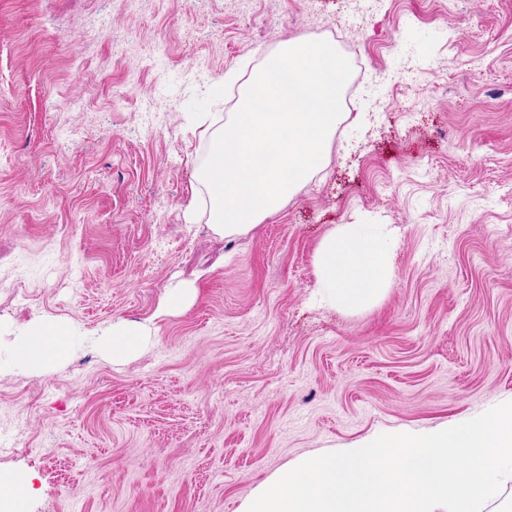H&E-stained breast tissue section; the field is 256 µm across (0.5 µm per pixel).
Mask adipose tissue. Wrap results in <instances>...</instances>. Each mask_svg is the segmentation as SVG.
I'll use <instances>...</instances> for the list:
<instances>
[{"instance_id": "obj_1", "label": "adipose tissue", "mask_w": 512, "mask_h": 512, "mask_svg": "<svg viewBox=\"0 0 512 512\" xmlns=\"http://www.w3.org/2000/svg\"><path fill=\"white\" fill-rule=\"evenodd\" d=\"M315 264L319 277V296L346 310L372 305L385 292L391 278V251L388 243L372 236L366 225L347 224L325 239L318 249ZM72 336L67 328L51 321H40L17 341L21 358L35 369L63 359L69 352ZM145 345L136 324L119 322L101 346L113 359L135 355Z\"/></svg>"}]
</instances>
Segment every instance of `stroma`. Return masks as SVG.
Segmentation results:
<instances>
[{
  "mask_svg": "<svg viewBox=\"0 0 512 512\" xmlns=\"http://www.w3.org/2000/svg\"><path fill=\"white\" fill-rule=\"evenodd\" d=\"M333 32L354 114L280 212L223 234L193 173L240 83ZM346 224L395 245L360 311L315 299ZM36 320L74 336L44 371L12 352ZM121 320L147 345L115 361L95 341ZM509 400L512 0H0V473L35 476L22 512H238L299 458Z\"/></svg>",
  "mask_w": 512,
  "mask_h": 512,
  "instance_id": "stroma-1",
  "label": "stroma"
}]
</instances>
